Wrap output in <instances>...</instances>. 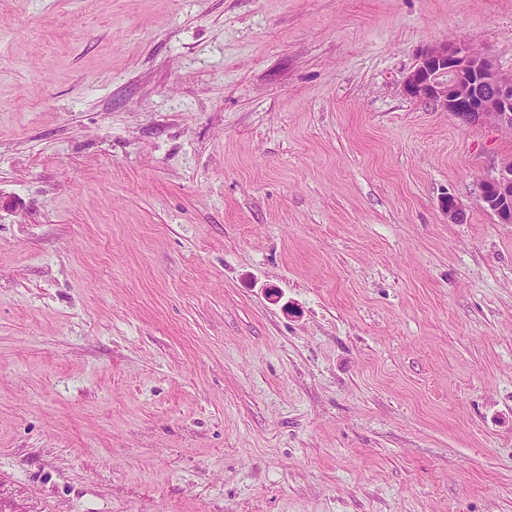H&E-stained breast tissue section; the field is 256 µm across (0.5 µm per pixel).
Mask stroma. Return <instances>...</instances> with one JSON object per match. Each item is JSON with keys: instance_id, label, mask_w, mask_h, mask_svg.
Listing matches in <instances>:
<instances>
[{"instance_id": "obj_1", "label": "stroma", "mask_w": 512, "mask_h": 512, "mask_svg": "<svg viewBox=\"0 0 512 512\" xmlns=\"http://www.w3.org/2000/svg\"><path fill=\"white\" fill-rule=\"evenodd\" d=\"M445 41L512 74V0H0V512H512Z\"/></svg>"}]
</instances>
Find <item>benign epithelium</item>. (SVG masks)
Returning <instances> with one entry per match:
<instances>
[{
    "mask_svg": "<svg viewBox=\"0 0 512 512\" xmlns=\"http://www.w3.org/2000/svg\"><path fill=\"white\" fill-rule=\"evenodd\" d=\"M405 93L431 102L459 122L512 130V78L464 42L430 46L404 82ZM482 200L501 223L512 224V161L481 187Z\"/></svg>",
    "mask_w": 512,
    "mask_h": 512,
    "instance_id": "7a95c632",
    "label": "benign epithelium"
}]
</instances>
